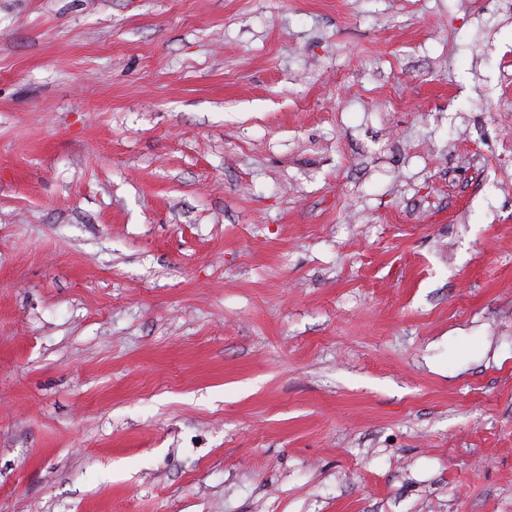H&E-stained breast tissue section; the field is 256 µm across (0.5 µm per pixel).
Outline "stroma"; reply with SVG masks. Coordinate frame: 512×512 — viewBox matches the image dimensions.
I'll list each match as a JSON object with an SVG mask.
<instances>
[{
	"instance_id": "35a3bbf8",
	"label": "stroma",
	"mask_w": 512,
	"mask_h": 512,
	"mask_svg": "<svg viewBox=\"0 0 512 512\" xmlns=\"http://www.w3.org/2000/svg\"><path fill=\"white\" fill-rule=\"evenodd\" d=\"M0 512H512V10L0 0Z\"/></svg>"
}]
</instances>
